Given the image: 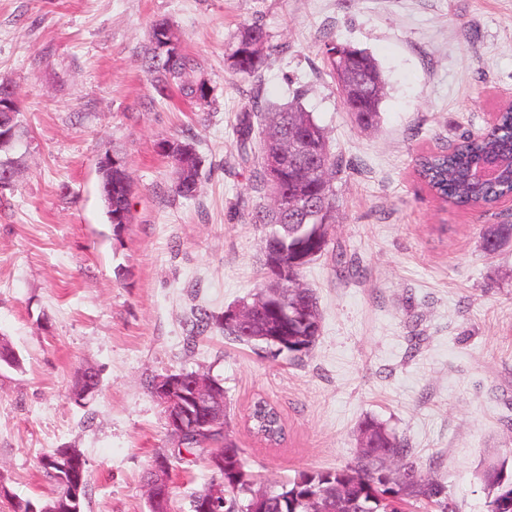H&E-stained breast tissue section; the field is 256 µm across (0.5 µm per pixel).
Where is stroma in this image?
Masks as SVG:
<instances>
[{
    "label": "stroma",
    "instance_id": "obj_1",
    "mask_svg": "<svg viewBox=\"0 0 512 512\" xmlns=\"http://www.w3.org/2000/svg\"><path fill=\"white\" fill-rule=\"evenodd\" d=\"M158 19L198 59L210 105L156 99L139 53ZM257 19L267 63L244 81L229 48ZM329 38L382 68L377 127L343 107ZM256 83L312 112L346 166L330 249L301 274L322 320L300 360L218 333L186 345L191 308L224 311L262 282V231L245 218L267 194L236 151ZM0 84L25 131L19 178L0 189V337L21 360L0 366V482L14 496H50L39 458L71 447L87 460L85 512H149L143 475L171 445L151 384L184 370L221 381L226 431L262 479L345 466L371 417L436 460L454 512H486L482 472L512 475V245L486 252L481 230L512 224V203H440L415 159L512 99V0H0ZM185 131L202 159L192 199L172 196L156 149ZM115 153L136 185L128 224L110 223L100 192L97 162ZM83 367L100 386L80 405ZM260 398L286 422L278 446L246 427ZM211 478L203 459L177 464L172 512Z\"/></svg>",
    "mask_w": 512,
    "mask_h": 512
}]
</instances>
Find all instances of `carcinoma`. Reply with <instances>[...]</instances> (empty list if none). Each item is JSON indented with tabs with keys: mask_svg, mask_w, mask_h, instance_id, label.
Here are the masks:
<instances>
[{
	"mask_svg": "<svg viewBox=\"0 0 512 512\" xmlns=\"http://www.w3.org/2000/svg\"><path fill=\"white\" fill-rule=\"evenodd\" d=\"M175 32L166 20L152 23L148 33V43L141 53V68L146 76L155 82L158 95L166 96L169 87L174 86L180 97L196 104L210 103V96L204 85L198 84L194 74L198 69L197 59L187 52L158 60L154 39L157 34ZM268 38L262 24L255 21L244 26L234 38L228 60L233 73L244 79H253L263 69L266 55L250 51V45ZM336 41L324 42L322 51L329 75L336 81L339 92H344L355 83L370 80L385 85L381 69L375 60L363 49L355 51V56L343 61L329 55ZM382 96L367 101L372 111L354 114L355 120L365 115L368 122L365 128L378 125L381 117ZM258 118L265 128H277L274 121L292 127L298 133L316 132L310 143V153L318 161L313 171L299 174L302 169L299 159L285 150H280L276 133L263 137L258 155H253L251 146V119ZM186 149L169 157L178 173L171 185L173 195L190 198L197 194L202 160L193 141L181 138ZM237 153L240 160L250 165L252 177L260 187H266V157L276 154L278 165L285 176V195L281 203L272 201L248 215L249 223L264 229L262 245H267L272 232H283L288 226V240L296 249L288 250V269L293 278L288 287L282 289L284 301L293 306L301 305L321 318L318 299L313 289L301 281L303 269L328 252L331 244V228L335 222V212L328 210L322 214L296 208V201L319 200L329 195L336 202L335 182L343 171L341 158L331 153L324 129L319 126L310 112H290L283 108L270 111L267 99L255 89L251 97L250 112L241 122L237 139ZM114 158L121 164L112 169V213L124 212L125 221L131 222V199L133 179L124 157ZM417 172L432 194L439 200L457 208H491L505 198L512 197V107L501 110L487 130L473 132L464 137L450 153H428L417 159ZM484 250L493 253L512 241V224H493L482 231ZM277 323L276 315L268 310L258 315L251 335L268 336L272 325ZM189 337L194 339L207 333L219 332L225 338L255 346L257 342L242 337V333L224 324V314H216L198 308L189 319ZM99 384V375L91 367L77 371L73 394L81 397L93 393ZM250 431L269 445L284 441L285 423L280 411L267 401L259 399L251 407L247 420ZM175 446L158 453L155 459L165 458L168 462H184L191 456H199L205 448L225 447L224 435L216 432L201 437L180 435L175 429L167 428ZM358 447L374 448L379 454L366 463L364 475H359L356 464L329 470H306L295 477L277 483L269 490L270 496L262 504L264 512H318L323 507L327 512H404L409 502H420L435 509V512H449L447 488L444 482L432 477L426 464L418 461L406 440L398 437L383 424L369 418L361 422L357 436ZM59 452L55 448L41 457L40 464L45 477L53 486L51 496L32 501L18 499L0 492V500L8 504V512H28L33 505L37 512H67L70 505V487L63 478V471L49 464L47 459ZM233 455L225 457L224 484L226 495L222 512H246V504L253 501L258 478L253 472L237 463L234 456L241 453L237 445H232ZM482 480L487 490V512H496L499 500L512 491V479H506L501 468H491L484 472Z\"/></svg>",
	"mask_w": 512,
	"mask_h": 512,
	"instance_id": "cac0c4a2",
	"label": "carcinoma"
}]
</instances>
